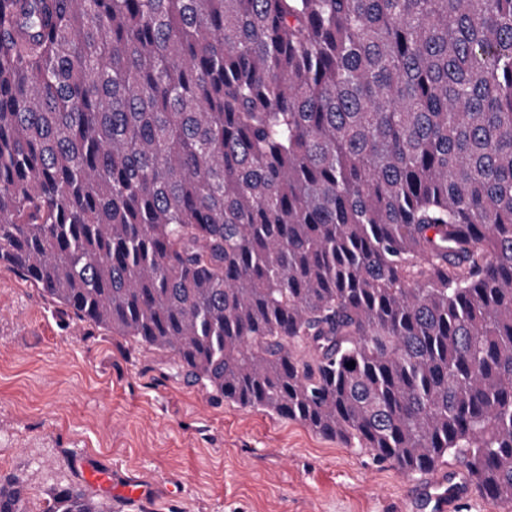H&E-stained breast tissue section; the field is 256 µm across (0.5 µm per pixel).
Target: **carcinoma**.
<instances>
[{"label": "carcinoma", "mask_w": 512, "mask_h": 512, "mask_svg": "<svg viewBox=\"0 0 512 512\" xmlns=\"http://www.w3.org/2000/svg\"><path fill=\"white\" fill-rule=\"evenodd\" d=\"M0 267L512 512V0H0Z\"/></svg>", "instance_id": "cac0c4a2"}]
</instances>
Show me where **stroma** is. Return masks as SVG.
I'll return each mask as SVG.
<instances>
[{
	"label": "stroma",
	"instance_id": "1",
	"mask_svg": "<svg viewBox=\"0 0 512 512\" xmlns=\"http://www.w3.org/2000/svg\"><path fill=\"white\" fill-rule=\"evenodd\" d=\"M14 476L30 512L72 485L110 512H435L432 473L218 398L0 268V478ZM131 481L149 497H123Z\"/></svg>",
	"mask_w": 512,
	"mask_h": 512
}]
</instances>
